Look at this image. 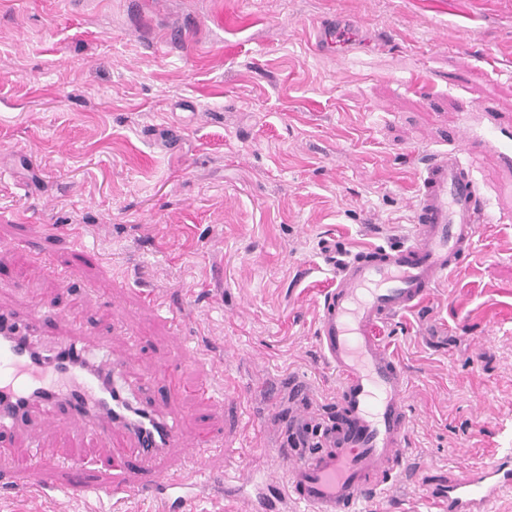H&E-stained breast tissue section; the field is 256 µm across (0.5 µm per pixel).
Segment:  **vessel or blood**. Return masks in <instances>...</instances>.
Instances as JSON below:
<instances>
[{"label": "vessel or blood", "mask_w": 512, "mask_h": 512, "mask_svg": "<svg viewBox=\"0 0 512 512\" xmlns=\"http://www.w3.org/2000/svg\"><path fill=\"white\" fill-rule=\"evenodd\" d=\"M486 218V203L460 157L429 156L419 174L411 243L373 247L342 262L335 288L319 305L316 343L339 378L334 418L320 447L290 460L279 484L225 472V499L243 512H288L292 505L306 512H357L359 502L377 497L404 466L410 429L407 379L380 342L379 325L426 299L470 254ZM56 319L41 302L24 316L0 311V431L23 428L32 435L31 453L17 475L25 476L34 462L54 465L39 426L62 414L104 443L122 441L110 465L135 476L115 485L78 477L67 491L116 504L143 493L158 512H187L208 485L205 443H185L179 417L137 398L127 379L129 358H91L81 323L44 357L36 337ZM183 445V464L171 468V450ZM511 493L512 456L506 455L449 476L442 495L446 512H494Z\"/></svg>", "instance_id": "obj_1"}]
</instances>
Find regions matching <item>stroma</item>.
<instances>
[{
  "mask_svg": "<svg viewBox=\"0 0 512 512\" xmlns=\"http://www.w3.org/2000/svg\"><path fill=\"white\" fill-rule=\"evenodd\" d=\"M481 148L465 150L466 140ZM459 152L489 221L417 308L381 323L409 389L406 468L359 512H441L449 474L512 455V0H0V311L42 299L123 353L185 440L208 436L194 512L225 471L281 478L338 378L314 340L337 268L412 237L419 171ZM153 289L178 322L140 303ZM210 374L218 401L196 386ZM295 381L296 399L264 387ZM56 467L7 477L0 512H100L108 448L43 426Z\"/></svg>",
  "mask_w": 512,
  "mask_h": 512,
  "instance_id": "1",
  "label": "stroma"
}]
</instances>
